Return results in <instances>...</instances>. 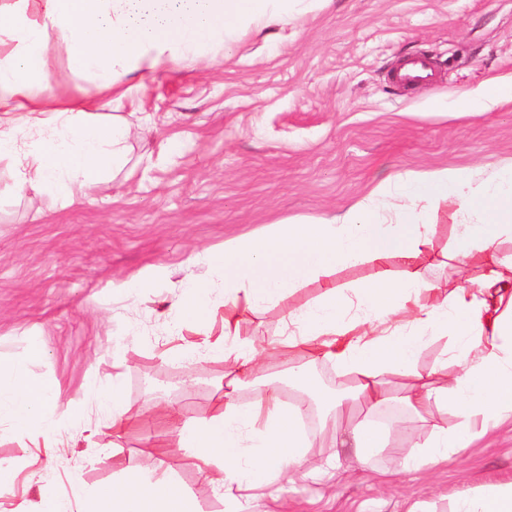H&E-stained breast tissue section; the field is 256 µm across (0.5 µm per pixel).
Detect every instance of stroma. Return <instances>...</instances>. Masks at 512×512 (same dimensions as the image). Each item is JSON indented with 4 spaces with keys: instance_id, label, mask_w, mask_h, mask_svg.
I'll list each match as a JSON object with an SVG mask.
<instances>
[{
    "instance_id": "35a3bbf8",
    "label": "stroma",
    "mask_w": 512,
    "mask_h": 512,
    "mask_svg": "<svg viewBox=\"0 0 512 512\" xmlns=\"http://www.w3.org/2000/svg\"><path fill=\"white\" fill-rule=\"evenodd\" d=\"M425 52L440 81L404 93L389 70ZM53 97L94 100L102 122L132 125L127 162L88 198L19 192L15 165L0 160V358L21 360L31 341L44 358L32 376L50 383L58 407L45 417L58 446L25 448L0 430V463L13 469L0 512H45L48 496L85 501L126 468L175 481L195 512H233L190 449L176 447L160 417L209 418L224 398V360L171 355L180 340L218 337L223 292L207 324L171 310L197 280L222 270L196 262L274 224L342 216L388 176L444 168L489 172L512 165V0H306L287 25L239 32L216 61L142 70L133 90L110 102L75 74L64 52L48 59ZM503 86L490 107L464 106L481 84ZM451 209L436 212L425 277L441 290L476 279L479 258L449 261ZM145 288L128 290L129 282ZM320 282H302L276 304L239 307V341L257 353L238 390L245 404L286 378L290 360L276 340L288 312L314 304ZM450 336H429L415 371L389 378L396 393L446 356ZM436 379L445 385L457 363ZM119 392L130 428L102 434L101 398ZM437 407L401 411L382 429L387 451L358 471L337 453L323 425L307 429L310 456L324 474L299 470L253 491L242 512H453L460 497L512 481V419L476 431L454 460L422 474L401 472L393 451L418 449ZM158 452L147 455L146 450Z\"/></svg>"
}]
</instances>
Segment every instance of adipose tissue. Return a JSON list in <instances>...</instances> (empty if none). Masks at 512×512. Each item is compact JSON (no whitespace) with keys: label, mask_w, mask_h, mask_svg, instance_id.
<instances>
[{"label":"adipose tissue","mask_w":512,"mask_h":512,"mask_svg":"<svg viewBox=\"0 0 512 512\" xmlns=\"http://www.w3.org/2000/svg\"><path fill=\"white\" fill-rule=\"evenodd\" d=\"M299 0H0V35L11 48L0 55V158L17 164L18 190L72 196L105 182L125 159L129 126L122 119L97 121L84 99L55 108L46 61L63 47L70 68L95 77L101 89L114 88L119 75L196 58L210 45H228L248 25L287 23ZM450 207L459 224L454 258L465 263L480 254L478 278L439 294L424 277L434 227L428 211ZM512 165L477 176L470 169L407 173L384 180L370 201L347 211L336 224H278L259 237L231 242L223 253L201 258L224 272L220 336L201 344L185 342L179 355H218L229 361L225 401L208 420H181L173 409L164 417L181 448L196 450L205 465H217L212 482L225 500L242 486L266 484L308 462L303 430L306 407L285 406L278 385H269L253 403L238 405L233 394L252 374L253 353L238 341L234 312L239 305L260 308L278 302L307 277H324L339 263L375 262L367 284L343 293L326 281L318 301L289 313L283 355H303L341 365L355 382L349 397L334 404V447L352 449L364 462L380 449L356 416L392 399L387 376L413 369L429 336H452L449 352L461 373L452 383L434 385L429 375L402 398L413 412L436 405L451 420L433 423L420 451L397 449L402 471L423 472L451 460L473 434L512 416ZM399 258V276L384 263ZM44 351L31 344L25 359L0 361V426L24 446L54 447L42 416L56 405L53 387L31 380L28 367ZM78 512H193L174 482L151 481L141 471L96 493ZM456 512H512V482L491 485L459 499Z\"/></svg>","instance_id":"ef3b65f1"}]
</instances>
